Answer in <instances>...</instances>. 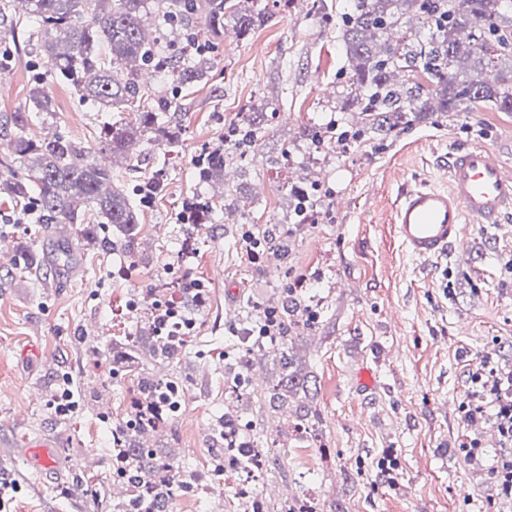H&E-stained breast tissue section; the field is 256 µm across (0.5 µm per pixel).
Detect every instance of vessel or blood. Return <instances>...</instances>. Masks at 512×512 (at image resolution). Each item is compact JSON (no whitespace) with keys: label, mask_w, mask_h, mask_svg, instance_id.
I'll list each match as a JSON object with an SVG mask.
<instances>
[{"label":"vessel or blood","mask_w":512,"mask_h":512,"mask_svg":"<svg viewBox=\"0 0 512 512\" xmlns=\"http://www.w3.org/2000/svg\"><path fill=\"white\" fill-rule=\"evenodd\" d=\"M512 212V175L482 146L460 148L448 156V185L409 188L394 210L396 236L415 259L448 255L461 241L465 217L499 223Z\"/></svg>","instance_id":"b4317fda"}]
</instances>
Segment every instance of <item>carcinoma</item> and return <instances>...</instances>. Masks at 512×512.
Returning <instances> with one entry per match:
<instances>
[{"label":"carcinoma","instance_id":"obj_1","mask_svg":"<svg viewBox=\"0 0 512 512\" xmlns=\"http://www.w3.org/2000/svg\"><path fill=\"white\" fill-rule=\"evenodd\" d=\"M22 14L10 11L12 0L0 3V28L20 35L23 46L55 60V70L30 88L31 108L0 116V137L10 156L0 159V179L11 201L29 212L31 223L49 234L56 224H79L78 241L103 252L134 249L141 224L143 198L155 196L167 179L166 160L142 185L112 187V169L97 163L91 149L57 133L35 135V122L52 111L48 86L59 80L71 85L82 103L100 112H121L103 127L101 149L131 159L136 148L152 139L169 148L179 132L169 112L176 102L154 96L139 82L148 69L167 76L180 88H191L202 76L189 50L203 56L217 46L224 31L239 39L273 16L277 0H24ZM204 20V31L193 26ZM155 28L157 35L149 36ZM166 30H180L176 39ZM336 30L344 70L341 112L356 110L360 125L353 136L371 131L387 137L433 112H472L491 105L512 112V0H349ZM264 116L252 112L238 127L231 151L219 147L196 168L201 181L219 176L231 152L257 143ZM76 261L75 247L60 241L47 256L30 246L9 260L6 275L37 274ZM285 303L279 311L283 335L268 340L282 345L276 388L298 396L307 393L299 362L288 347L293 316ZM152 357L171 359L165 338L150 333ZM143 337L128 336L129 357L112 369L133 372L141 362ZM153 417L138 412L112 426V448L124 451L128 491L143 503L142 512H172L180 489L181 470L170 459L153 458L145 448L129 447L131 433L156 430Z\"/></svg>","mask_w":512,"mask_h":512}]
</instances>
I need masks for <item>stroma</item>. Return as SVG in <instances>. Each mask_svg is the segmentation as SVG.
Returning <instances> with one entry per match:
<instances>
[{"instance_id": "stroma-1", "label": "stroma", "mask_w": 512, "mask_h": 512, "mask_svg": "<svg viewBox=\"0 0 512 512\" xmlns=\"http://www.w3.org/2000/svg\"><path fill=\"white\" fill-rule=\"evenodd\" d=\"M16 61L0 75V115L27 110L29 90L45 65L29 67L19 40L0 32V53ZM207 78L183 92L174 125L177 152L141 143L145 157L117 165V184L144 180L153 157L169 158L165 191L145 207L135 255L85 245L78 262L39 287L35 277H9L0 253V481L20 489L0 512H112L123 483L112 479L113 421L125 419L143 375L183 385L181 407L159 430L153 450L176 458L183 472L203 476L223 440L214 426L224 414L244 424L243 437L268 449L257 493L271 506L313 501L317 512H512V494L497 469L512 443L497 432L498 406L475 392L472 374L493 361L512 374V213L487 228L464 221V251L431 261L411 258L398 242L394 208L404 188L447 187L452 150L483 146L512 170V112L478 107L430 116L385 140L348 150L315 148L321 127L357 120L336 109L344 59L334 23L307 14L304 0L280 4L248 38L225 33ZM53 113L42 132H60L97 147L108 112L80 104L71 88L51 87ZM268 101L265 135L253 153L227 162L226 177L202 182L193 161L202 146L219 147L229 126ZM314 181L319 221L296 225L292 186ZM210 198L221 211L211 224L176 219L185 201ZM288 233L287 257L250 268L241 252L243 219ZM171 281H200L206 302L196 308L193 337L172 360L112 377L113 343L149 325L129 313L132 299ZM312 307L314 323L297 318L294 351L316 378L308 401L271 403L278 379L277 347L252 352L250 388L224 391V371L240 352L247 313L270 302ZM70 382L78 407L56 415L50 402ZM484 412L467 418L466 404ZM316 416L314 436L293 424ZM50 445L52 463L24 456L26 440ZM478 448L468 456L464 444ZM393 450L399 464L382 481L376 463ZM96 487L72 488L74 475ZM233 481L201 495L178 497L176 512H229Z\"/></svg>"}]
</instances>
